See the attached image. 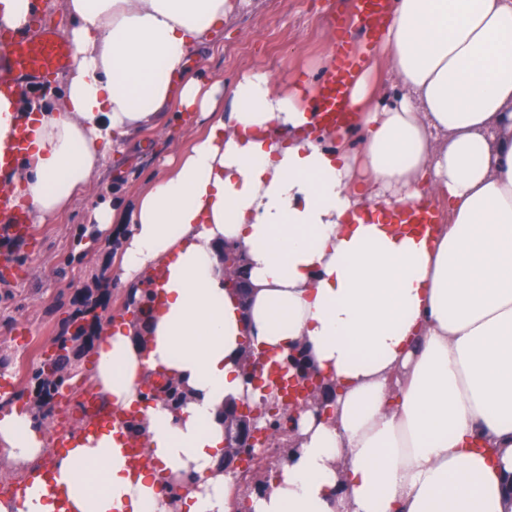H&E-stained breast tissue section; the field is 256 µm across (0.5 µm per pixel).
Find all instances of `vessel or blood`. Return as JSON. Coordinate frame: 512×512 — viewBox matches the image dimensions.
Listing matches in <instances>:
<instances>
[{
  "instance_id": "obj_1",
  "label": "vessel or blood",
  "mask_w": 512,
  "mask_h": 512,
  "mask_svg": "<svg viewBox=\"0 0 512 512\" xmlns=\"http://www.w3.org/2000/svg\"><path fill=\"white\" fill-rule=\"evenodd\" d=\"M390 0H352L351 17L330 19L336 31L332 48L333 66L319 82L312 110L326 125L347 123L350 87L358 72L367 64L368 55L389 22ZM72 60L66 35L56 29H44L30 35L23 31L0 28V99L20 97L28 88L47 76L63 71ZM27 149L25 129H18L12 144L0 153V231L24 235L29 231L26 212L12 201L10 172ZM394 224H435L439 218L430 207L421 206L390 212ZM109 422L108 417L87 411L76 423L62 422L56 432L57 448H66L71 437L95 436Z\"/></svg>"
}]
</instances>
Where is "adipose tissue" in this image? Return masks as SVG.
Here are the masks:
<instances>
[{
    "instance_id": "1",
    "label": "adipose tissue",
    "mask_w": 512,
    "mask_h": 512,
    "mask_svg": "<svg viewBox=\"0 0 512 512\" xmlns=\"http://www.w3.org/2000/svg\"><path fill=\"white\" fill-rule=\"evenodd\" d=\"M72 64L57 102L0 103V143L25 125L12 179L34 222L66 209L112 153L172 114L210 121L131 207L102 203L84 246L121 239V279L158 303L143 323L104 322L89 385L135 414L77 441L56 490L29 483L0 512H225V404L245 383L242 339L276 361L305 347L334 385L329 417L301 412L279 479L252 512H512V0H393L383 49L401 92L377 99L373 69L350 89L351 128L317 123L310 81L276 89L244 73L220 87L190 69L242 0H59ZM440 202L417 234L380 217ZM246 259V300L224 288L222 249ZM165 370L187 399L151 398ZM12 465L47 434L0 413Z\"/></svg>"
}]
</instances>
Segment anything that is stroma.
Returning a JSON list of instances; mask_svg holds the SVG:
<instances>
[{
    "label": "stroma",
    "mask_w": 512,
    "mask_h": 512,
    "mask_svg": "<svg viewBox=\"0 0 512 512\" xmlns=\"http://www.w3.org/2000/svg\"><path fill=\"white\" fill-rule=\"evenodd\" d=\"M350 11L349 0H247L201 54L196 72L228 92L253 68L269 71L280 88L301 77L320 79L335 38L329 18ZM203 126L193 113L165 131L142 130L135 145L110 158L88 191L53 221L33 225L31 237L15 245V253L25 259L21 273L0 282V378L13 383L7 394L12 404L33 400L28 374L87 289H106L107 316L127 314L119 238H104L91 249L77 241L89 211L116 199L133 203L148 180L163 172L164 160L184 151Z\"/></svg>",
    "instance_id": "stroma-1"
}]
</instances>
